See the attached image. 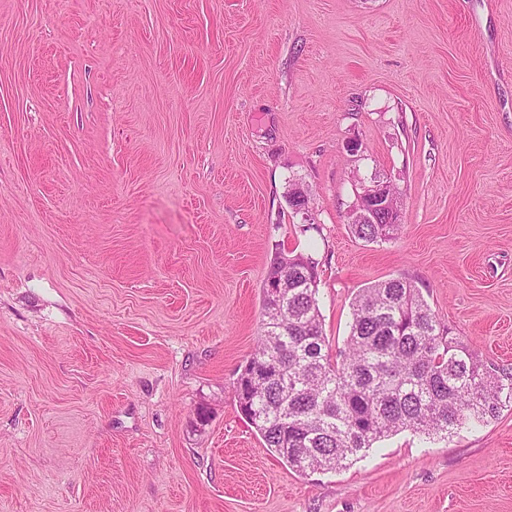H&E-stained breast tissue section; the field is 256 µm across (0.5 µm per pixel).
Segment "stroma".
Returning a JSON list of instances; mask_svg holds the SVG:
<instances>
[{
  "label": "stroma",
  "instance_id": "stroma-1",
  "mask_svg": "<svg viewBox=\"0 0 512 512\" xmlns=\"http://www.w3.org/2000/svg\"><path fill=\"white\" fill-rule=\"evenodd\" d=\"M280 250L332 351L402 276L512 368V0H0V512H512V408L340 470L264 447L234 385ZM396 186L390 180L380 178L362 187L357 206L349 216L359 218L361 224H349L351 233L365 242H377L394 238L401 224Z\"/></svg>",
  "mask_w": 512,
  "mask_h": 512
}]
</instances>
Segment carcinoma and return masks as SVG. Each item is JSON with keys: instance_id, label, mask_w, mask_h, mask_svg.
I'll return each mask as SVG.
<instances>
[{"instance_id": "cac0c4a2", "label": "carcinoma", "mask_w": 512, "mask_h": 512, "mask_svg": "<svg viewBox=\"0 0 512 512\" xmlns=\"http://www.w3.org/2000/svg\"><path fill=\"white\" fill-rule=\"evenodd\" d=\"M365 242L389 240L396 224H351ZM315 262L280 253V311L263 306L261 334L237 378L235 399L264 446L289 467L336 470L404 429L448 436L512 408V373L488 366L447 335L405 277L360 289L345 349L334 359L323 334ZM256 372L259 382L246 376Z\"/></svg>"}]
</instances>
